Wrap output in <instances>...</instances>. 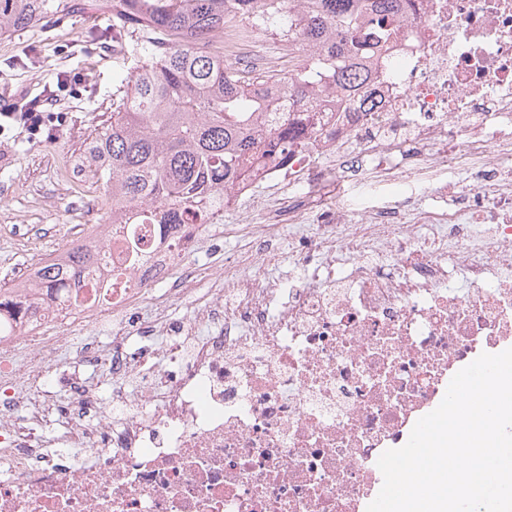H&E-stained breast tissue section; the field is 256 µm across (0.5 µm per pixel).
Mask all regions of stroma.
I'll return each mask as SVG.
<instances>
[{
  "mask_svg": "<svg viewBox=\"0 0 512 512\" xmlns=\"http://www.w3.org/2000/svg\"><path fill=\"white\" fill-rule=\"evenodd\" d=\"M58 23H38L0 35V98L41 95L60 74L80 73L78 96H60L48 109L57 118L51 136H31L15 125L0 133V284L78 238L75 209L80 183L69 167L109 120L135 59L142 34L112 25L110 0H60Z\"/></svg>",
  "mask_w": 512,
  "mask_h": 512,
  "instance_id": "obj_1",
  "label": "stroma"
}]
</instances>
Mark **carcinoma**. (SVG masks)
Masks as SVG:
<instances>
[{
	"instance_id": "1",
	"label": "carcinoma",
	"mask_w": 512,
	"mask_h": 512,
	"mask_svg": "<svg viewBox=\"0 0 512 512\" xmlns=\"http://www.w3.org/2000/svg\"><path fill=\"white\" fill-rule=\"evenodd\" d=\"M400 0H112V25L143 29L141 64L93 143L102 206L112 233L132 239L129 265L144 260L153 227L212 224L224 188L250 175L251 160L308 146L302 120L319 93L337 107L376 101L360 94L368 74L354 58L388 48ZM56 0H0V34L51 18ZM242 25L288 43L296 63L286 72H243L203 45ZM98 262L84 244L47 259L36 276L50 291L78 287Z\"/></svg>"
}]
</instances>
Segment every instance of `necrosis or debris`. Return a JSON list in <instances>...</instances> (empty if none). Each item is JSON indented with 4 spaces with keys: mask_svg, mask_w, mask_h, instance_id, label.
Listing matches in <instances>:
<instances>
[{
    "mask_svg": "<svg viewBox=\"0 0 512 512\" xmlns=\"http://www.w3.org/2000/svg\"><path fill=\"white\" fill-rule=\"evenodd\" d=\"M400 7L388 55L368 60L377 108L321 99L311 146L225 189L250 250L207 293L186 258L214 244L211 225H181L128 266L91 193L80 208L100 260L85 288L63 303L18 273L37 313L20 324L0 310V512H362L381 454L461 368L512 346V0ZM260 43L226 29L225 62L279 68ZM354 156L390 197L337 192ZM283 182L287 194L257 193ZM284 237L300 277H263ZM157 280L188 319L152 303L133 321ZM91 319L112 325L109 350L78 354L110 370L108 416L77 371L68 401L50 397L52 349Z\"/></svg>",
    "mask_w": 512,
    "mask_h": 512,
    "instance_id": "4bbe7bcc",
    "label": "necrosis or debris"
}]
</instances>
